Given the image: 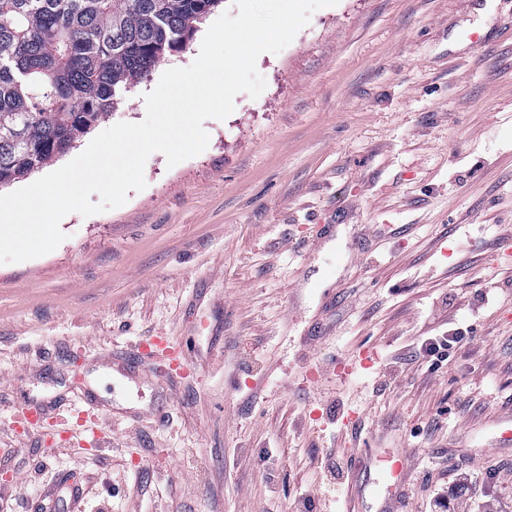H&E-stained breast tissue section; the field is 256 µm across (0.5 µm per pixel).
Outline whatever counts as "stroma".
I'll return each mask as SVG.
<instances>
[{
  "label": "stroma",
  "mask_w": 512,
  "mask_h": 512,
  "mask_svg": "<svg viewBox=\"0 0 512 512\" xmlns=\"http://www.w3.org/2000/svg\"><path fill=\"white\" fill-rule=\"evenodd\" d=\"M257 70L205 151L0 265V512H343L357 460L379 512L396 449L394 512H512V0H339ZM476 331L477 326L472 323L468 325H458L445 331L442 336L429 338L425 343H422L421 347L425 356H427L425 373L433 375L447 366L448 359L454 350L463 342H467L476 336Z\"/></svg>",
  "instance_id": "35a3bbf8"
}]
</instances>
